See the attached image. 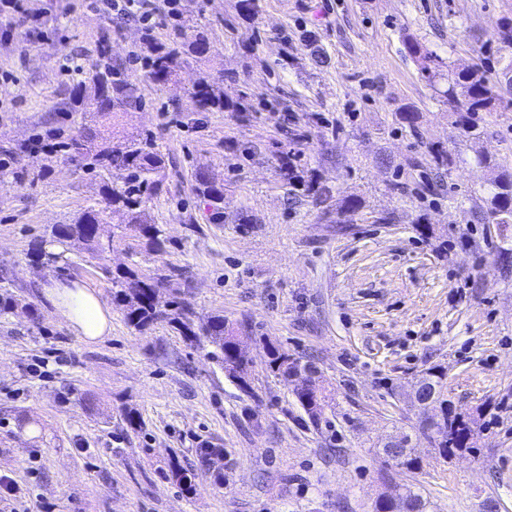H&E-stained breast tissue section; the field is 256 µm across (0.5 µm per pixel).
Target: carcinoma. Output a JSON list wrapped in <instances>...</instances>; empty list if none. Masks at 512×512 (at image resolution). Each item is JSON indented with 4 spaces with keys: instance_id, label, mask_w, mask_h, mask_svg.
<instances>
[{
    "instance_id": "cac0c4a2",
    "label": "carcinoma",
    "mask_w": 512,
    "mask_h": 512,
    "mask_svg": "<svg viewBox=\"0 0 512 512\" xmlns=\"http://www.w3.org/2000/svg\"><path fill=\"white\" fill-rule=\"evenodd\" d=\"M175 37L156 39L152 54L147 60L148 77L161 85L172 80L188 56L201 58L210 52L208 31L195 28L190 31L180 22L174 25ZM409 53L421 60V70L429 77L436 75L440 60L422 46L410 41ZM449 99L462 96L459 103L460 125L465 130L474 128L472 116L488 109L498 100L496 86L484 73L476 68L462 69L455 83L446 91ZM193 106L198 111H237L240 103L224 98V88L207 77L201 78L190 93ZM141 101L133 94L129 78L120 65L108 59L97 63L89 70L86 81H80L70 94L72 111L84 113V122L75 135L56 136L48 150L51 158H61L76 168L99 177H105L100 199L87 207L68 224H55L51 228L54 242L77 240L85 245L93 258H101L103 249L96 231L103 214L120 212L127 220L125 229L145 240L150 251L160 253L165 238L160 225L150 222L149 203L165 192L168 159L157 143L155 136L147 131L131 133L114 142L109 130L114 121L139 107ZM281 175L292 187H304L308 192L327 195L330 190L313 181L304 180L298 174L289 155L279 159ZM121 175V183L112 182V174ZM195 191L212 208L213 219H224L219 203L224 198V185L217 183L209 171L199 168L194 172ZM490 197L483 220L491 224H507L512 221V175H498L490 181ZM170 276L155 272H138V265L127 266L112 276L115 288L114 299L125 308L128 323L138 331H145L159 321H165L180 335L192 342L210 347L208 356L229 378L236 381L245 393L251 387L246 379L249 360L238 347V326L220 314L195 323L194 312L178 297L162 296ZM268 366L274 375L295 379L294 395L314 425H319L324 409L329 405L331 394L316 382V370L308 364L281 350L268 348ZM440 415L447 431L438 441L439 454L446 458L469 448L473 429L465 416L448 408V400L440 401ZM427 503L422 496L409 487L390 495L380 496L374 503L373 512H426Z\"/></svg>"
}]
</instances>
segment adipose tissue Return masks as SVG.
<instances>
[{"label":"adipose tissue","instance_id":"1","mask_svg":"<svg viewBox=\"0 0 512 512\" xmlns=\"http://www.w3.org/2000/svg\"><path fill=\"white\" fill-rule=\"evenodd\" d=\"M43 295L71 326L87 339L105 336L111 330V313L92 291L76 284L53 281L44 285Z\"/></svg>","mask_w":512,"mask_h":512}]
</instances>
